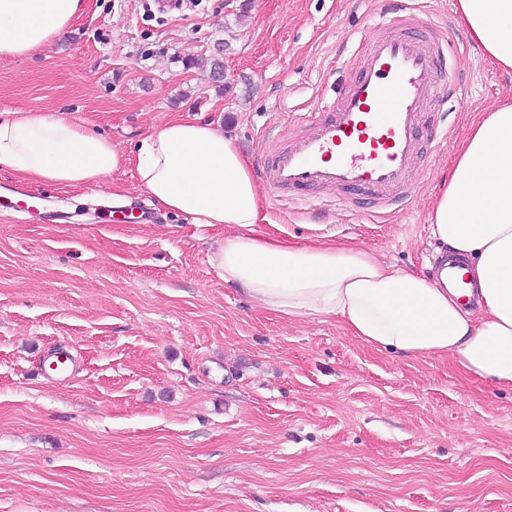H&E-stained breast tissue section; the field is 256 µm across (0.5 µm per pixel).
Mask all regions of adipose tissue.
Wrapping results in <instances>:
<instances>
[{"label": "adipose tissue", "instance_id": "1", "mask_svg": "<svg viewBox=\"0 0 512 512\" xmlns=\"http://www.w3.org/2000/svg\"><path fill=\"white\" fill-rule=\"evenodd\" d=\"M82 3L0 0V57L53 42ZM457 16L493 65L512 69V0H458ZM126 160L110 139L52 112L0 120V166L34 182L101 181ZM136 173L163 208L223 227L213 262L259 307L289 320L334 317L373 348L445 356L473 378L512 389V98L464 133L429 213L432 236L470 264L473 311L433 279L396 271L368 250L257 234L256 180L211 124L174 119L150 133Z\"/></svg>", "mask_w": 512, "mask_h": 512}]
</instances>
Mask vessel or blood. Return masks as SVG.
I'll return each instance as SVG.
<instances>
[{
  "label": "vessel or blood",
  "mask_w": 512,
  "mask_h": 512,
  "mask_svg": "<svg viewBox=\"0 0 512 512\" xmlns=\"http://www.w3.org/2000/svg\"><path fill=\"white\" fill-rule=\"evenodd\" d=\"M387 33L369 28L354 78L335 101L315 113L309 127L287 146H269L259 175L277 192L323 189L310 205L324 209L367 200L375 213L403 209L413 187L411 172L425 150L424 113L442 109L460 84L455 66H441L448 48L443 29L424 11L399 7L385 20ZM435 273L450 289L471 282L464 262L436 256Z\"/></svg>",
  "instance_id": "obj_1"
}]
</instances>
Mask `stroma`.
I'll list each match as a JSON object with an SVG mask.
<instances>
[{
	"mask_svg": "<svg viewBox=\"0 0 512 512\" xmlns=\"http://www.w3.org/2000/svg\"><path fill=\"white\" fill-rule=\"evenodd\" d=\"M461 74L416 163L408 209L320 216L262 187V235L327 238L425 274L429 213L471 124L512 96L457 21L415 0ZM398 0H83L55 42L0 58V118L78 120L135 157L171 119L213 124L247 163L288 138L356 71L361 33ZM224 63L222 83L209 64ZM335 72V83L324 82ZM132 200L112 209L113 184ZM0 167V512H512V391L445 357L374 349L331 317L287 320L224 283L214 229L154 204L134 164L76 188ZM67 350L73 372L42 367Z\"/></svg>",
	"mask_w": 512,
	"mask_h": 512,
	"instance_id": "stroma-1",
	"label": "stroma"
}]
</instances>
